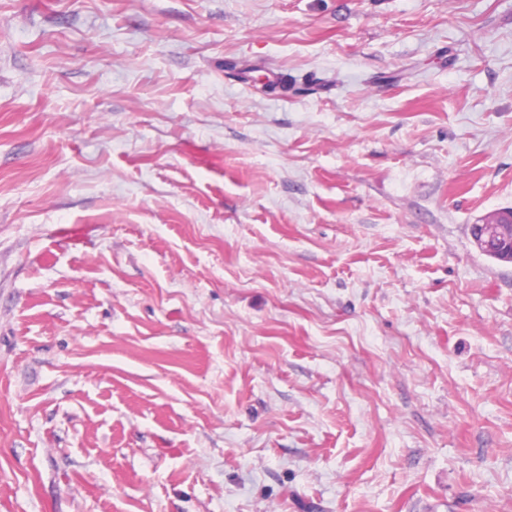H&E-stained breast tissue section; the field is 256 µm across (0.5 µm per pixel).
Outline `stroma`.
I'll use <instances>...</instances> for the list:
<instances>
[{
    "instance_id": "1",
    "label": "stroma",
    "mask_w": 512,
    "mask_h": 512,
    "mask_svg": "<svg viewBox=\"0 0 512 512\" xmlns=\"http://www.w3.org/2000/svg\"><path fill=\"white\" fill-rule=\"evenodd\" d=\"M505 209L512 0H0V512H512ZM503 224L499 223L498 217H491L484 224H474V239L486 251L497 254L500 260L512 262V251L506 250L501 254L497 251L498 239L504 232ZM503 256V257H502Z\"/></svg>"
}]
</instances>
